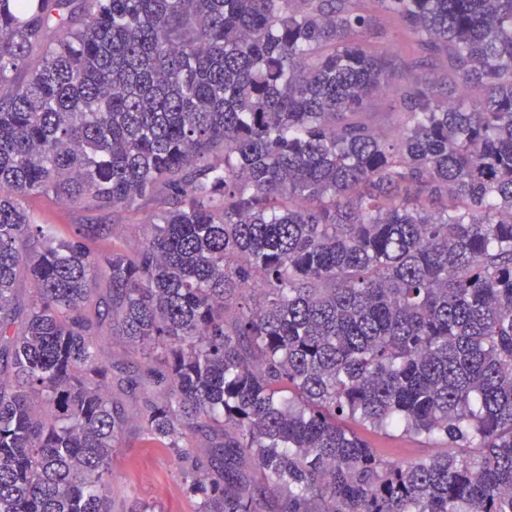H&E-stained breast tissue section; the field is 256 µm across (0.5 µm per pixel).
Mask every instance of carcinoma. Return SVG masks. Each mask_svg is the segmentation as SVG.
<instances>
[{
    "instance_id": "obj_1",
    "label": "carcinoma",
    "mask_w": 512,
    "mask_h": 512,
    "mask_svg": "<svg viewBox=\"0 0 512 512\" xmlns=\"http://www.w3.org/2000/svg\"><path fill=\"white\" fill-rule=\"evenodd\" d=\"M132 427L197 512H512V0H0V512H112ZM379 25L382 29L375 31L374 34L365 36L364 40L367 45L386 51L402 65L409 64L415 56L405 48L400 40L395 38L393 30L397 27L396 22L382 17L380 18ZM371 121L381 128H388L395 121V112H400L398 99L393 92H388L374 98L368 105ZM24 205L40 224H57L58 231L63 236L69 234L71 224H114L116 236L112 238L111 234L110 239L102 244L112 247L113 239L130 247L137 243L142 234L140 226L125 224V214L112 215V211L107 214L87 212L78 204L60 200L54 195L32 196L25 200ZM100 359L106 366L122 367L132 369L131 363L136 362L134 358L129 356L128 350L124 342L120 339L105 336L100 345ZM355 429L366 437L375 448H384L392 459L406 460L424 457L433 454L436 448H443L423 439L413 440L406 437L389 436L384 433H374L359 426H356Z\"/></svg>"
}]
</instances>
